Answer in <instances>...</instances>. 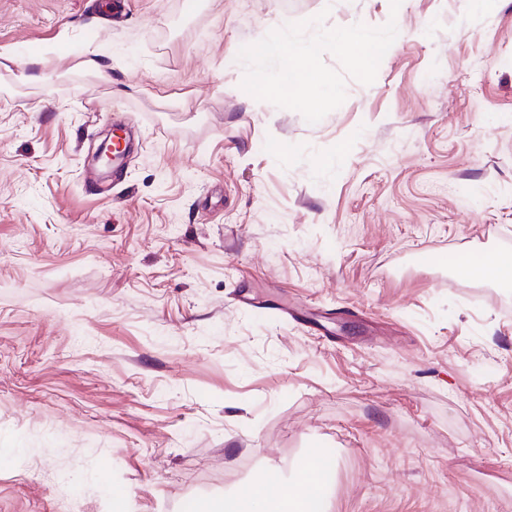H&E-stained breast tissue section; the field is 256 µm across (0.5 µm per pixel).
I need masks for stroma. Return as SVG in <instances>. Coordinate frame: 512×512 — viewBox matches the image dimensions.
I'll return each instance as SVG.
<instances>
[{"label": "stroma", "mask_w": 512, "mask_h": 512, "mask_svg": "<svg viewBox=\"0 0 512 512\" xmlns=\"http://www.w3.org/2000/svg\"><path fill=\"white\" fill-rule=\"evenodd\" d=\"M321 12L398 36L310 124L238 53ZM511 248L512 0H0V512H512ZM116 143L114 129H109L92 155L93 161L105 169L106 177H112V172L124 166L129 153V149L117 150ZM459 269L464 274L488 280L512 281V257L505 254L478 259H462L459 261ZM318 452H309L296 465L293 479H281L277 494L270 499L264 478L250 484L245 491L215 500L199 498L190 504L191 512H326L331 489L319 473Z\"/></svg>", "instance_id": "1"}]
</instances>
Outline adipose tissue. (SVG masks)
<instances>
[{
	"mask_svg": "<svg viewBox=\"0 0 512 512\" xmlns=\"http://www.w3.org/2000/svg\"><path fill=\"white\" fill-rule=\"evenodd\" d=\"M330 494V485L320 475L317 455L312 452L298 462L294 478L279 480L275 497H268L260 479L239 495L196 499L190 512H327Z\"/></svg>",
	"mask_w": 512,
	"mask_h": 512,
	"instance_id": "ef3b65f1",
	"label": "adipose tissue"
}]
</instances>
